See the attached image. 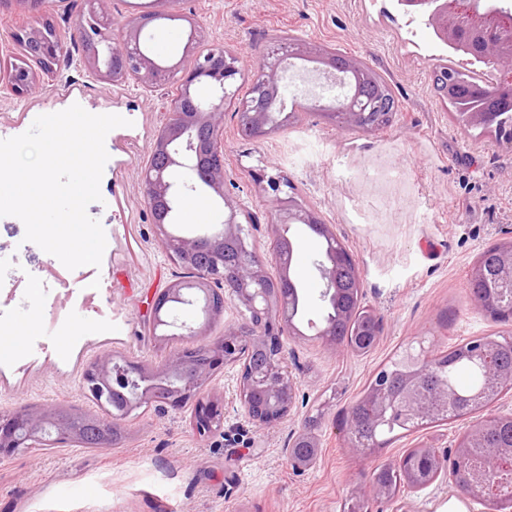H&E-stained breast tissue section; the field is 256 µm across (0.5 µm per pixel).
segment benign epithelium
<instances>
[{
    "mask_svg": "<svg viewBox=\"0 0 512 512\" xmlns=\"http://www.w3.org/2000/svg\"><path fill=\"white\" fill-rule=\"evenodd\" d=\"M28 13L14 33L22 60L13 64L0 78V93L24 97L38 88L44 77L57 73L60 58L67 49L54 23L43 14L47 0H14ZM404 13L425 18L438 38L454 50L490 62V78L470 83L469 112L479 124L486 107L494 101L491 86L512 85V4L508 0H398ZM162 14L143 11L133 16L112 17L110 0H85L79 22L82 51L78 66L97 81L121 86L130 81L149 91L164 90L172 84L178 93L166 101V119L157 130L150 156L142 168V183L155 239L177 264L193 270L190 280L171 282L155 298L149 335L167 346L175 337L192 339L204 335V328L171 315L172 305L194 306L202 303L206 322L224 316V297L244 307L247 332L229 327L224 338L207 345H192L174 351L160 365L148 366L112 352L98 356L84 371L88 395L104 415L89 416L88 426L98 436V446L109 445L106 429L121 427L132 411L152 404L181 406L196 400L193 426L205 436L224 423L221 403L205 395L213 373L226 363L240 364L239 399L249 417L260 426H272L290 415L295 406L297 378L288 368L284 338L299 336L293 316V301L298 296L290 278L291 252L282 248L286 233L294 224H306L323 237L328 248L317 262L322 282L321 301L337 315L322 321L316 335L328 345L336 343V321L354 319L345 304L349 290L341 287L338 273L352 266L353 258L336 247L339 238L331 224H321L315 212L292 198L277 200L275 214L268 224L278 277H271L247 240L244 225L252 223V214L224 193V112L234 109L244 135L260 140L281 125L278 116L286 103L282 93L281 62L289 57L315 60L326 72L356 85L355 92L340 102L342 130L376 131L381 122L392 123L395 113L382 109L375 75L362 63L336 59V52L288 37L273 38L272 51L254 65L250 93L237 98L232 85L242 76L240 56L234 49L213 48L195 53L203 40L202 30L192 12H180L178 19L190 30L183 56H194L190 66L179 61L169 64L145 50L144 41ZM211 190L224 204L221 227L195 235L175 231L183 206L190 194ZM512 288V245L499 251L495 292L475 298L478 310L495 321L512 320V299L503 290ZM497 340L480 337L470 340L466 356L484 373L488 381L501 389L512 388V368H498L493 360ZM429 356L411 351L402 356L404 378L401 391L393 392L384 376L377 377L364 393L382 421L397 418L416 431L428 419L419 391ZM502 415L489 413L472 422L454 448L441 452L425 446L416 449L419 458L428 461L419 473L407 464L404 455L399 468L403 487L414 491L423 484L441 479L455 482L465 471L472 450L480 447L486 431ZM87 438L82 427L67 421L58 407L42 410L23 408L0 416V453L19 449L35 450L59 443L81 444ZM318 443L310 428H305L287 448L289 462L295 468L313 465ZM485 467L478 480L468 485L467 495L484 506V512H512V448H488ZM398 490L376 478L360 492L362 497L393 502Z\"/></svg>",
    "mask_w": 512,
    "mask_h": 512,
    "instance_id": "benign-epithelium-1",
    "label": "benign epithelium"
}]
</instances>
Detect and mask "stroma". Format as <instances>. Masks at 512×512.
<instances>
[{
	"label": "stroma",
	"mask_w": 512,
	"mask_h": 512,
	"mask_svg": "<svg viewBox=\"0 0 512 512\" xmlns=\"http://www.w3.org/2000/svg\"><path fill=\"white\" fill-rule=\"evenodd\" d=\"M204 31L205 47L240 48L243 79L274 36L320 43L360 59L379 73L399 101L391 126L373 132L339 130L320 113L302 111L297 123L261 141L238 133L224 119L230 198L251 211L252 233L270 274H277L267 224L275 191L256 185L249 170L281 175L314 208L356 261L362 302L384 323L367 354L324 345L307 322L320 317L322 284L316 237L295 239L293 275L306 288L307 321L286 339L288 364L298 379L290 416L264 428L238 396L239 368L218 369L209 385L223 401L224 427L199 437L190 408L168 405L134 410L124 439L109 448L65 446L0 455V512H344L351 492L373 469L420 444L454 446L466 420L447 421L400 435L379 454L353 453L342 428L345 409L372 375L417 340L439 354L463 340L512 332L474 305L467 275L481 250L512 240V142L492 132L452 123L450 105L435 93L432 71L444 61L462 64L422 19H409L396 0H185ZM149 46L164 61H178L188 28L160 20ZM160 92L135 84L96 81L70 60L30 96H0V140L28 131L41 115L81 105L92 114H117L130 124L105 139L109 159L101 201L87 212L106 235L100 266L83 267L75 292L95 291V307L62 304L52 283L61 262L23 233H0V262L8 264L10 292L0 310L14 329L36 339L22 361L0 362V415L56 404L96 413L83 373L100 354L158 363L167 351L148 336L154 295L181 269L154 237L140 171L163 121ZM317 418L320 448L313 466L297 470L286 445ZM371 512H483L448 482L401 490L395 503L375 501Z\"/></svg>",
	"instance_id": "1"
}]
</instances>
